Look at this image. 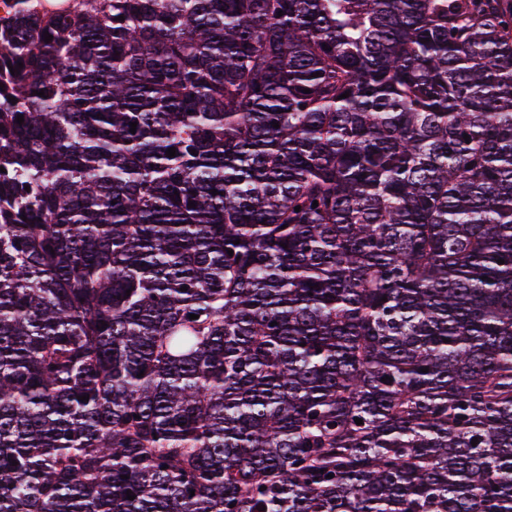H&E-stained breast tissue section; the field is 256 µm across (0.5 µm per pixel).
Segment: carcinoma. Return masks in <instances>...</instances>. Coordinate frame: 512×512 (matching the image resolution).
Here are the masks:
<instances>
[{"label":"carcinoma","mask_w":512,"mask_h":512,"mask_svg":"<svg viewBox=\"0 0 512 512\" xmlns=\"http://www.w3.org/2000/svg\"><path fill=\"white\" fill-rule=\"evenodd\" d=\"M0 167V512H512V0H7Z\"/></svg>","instance_id":"obj_1"}]
</instances>
